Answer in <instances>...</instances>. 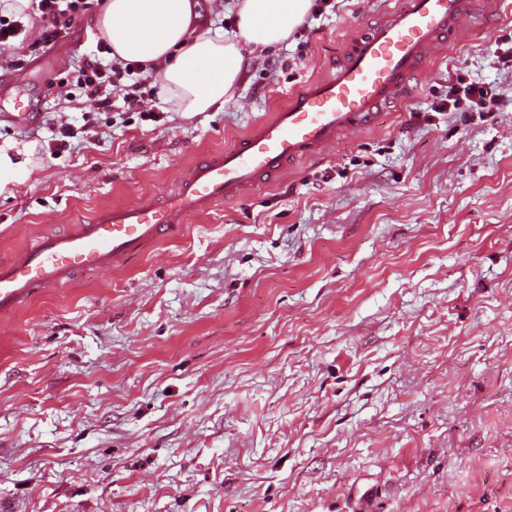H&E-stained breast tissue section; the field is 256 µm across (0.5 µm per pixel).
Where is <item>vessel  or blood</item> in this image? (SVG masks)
I'll return each mask as SVG.
<instances>
[{
    "label": "vessel or blood",
    "instance_id": "vessel-or-blood-1",
    "mask_svg": "<svg viewBox=\"0 0 512 512\" xmlns=\"http://www.w3.org/2000/svg\"><path fill=\"white\" fill-rule=\"evenodd\" d=\"M471 0H400L370 30L349 39L287 103L224 151L208 154L156 201L99 210L62 233H44L0 261V313L90 269H114L184 231L195 212L242 199L290 167L369 128L380 110L402 101L437 52L471 23ZM20 126L36 121L27 96L0 101Z\"/></svg>",
    "mask_w": 512,
    "mask_h": 512
}]
</instances>
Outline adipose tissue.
<instances>
[{
	"label": "adipose tissue",
	"instance_id": "1",
	"mask_svg": "<svg viewBox=\"0 0 512 512\" xmlns=\"http://www.w3.org/2000/svg\"><path fill=\"white\" fill-rule=\"evenodd\" d=\"M237 32L196 33L192 0H107L98 23L113 57L159 63L162 96L181 112H207L233 97L242 45L265 50L306 19L310 0H236Z\"/></svg>",
	"mask_w": 512,
	"mask_h": 512
}]
</instances>
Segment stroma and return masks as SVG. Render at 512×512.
Listing matches in <instances>:
<instances>
[{"label":"stroma","instance_id":"stroma-1","mask_svg":"<svg viewBox=\"0 0 512 512\" xmlns=\"http://www.w3.org/2000/svg\"><path fill=\"white\" fill-rule=\"evenodd\" d=\"M396 4L330 0L194 113L82 97L85 56L111 61L100 5L51 46L6 11L0 98L35 91L40 118H0L31 160L0 190V259L167 192ZM511 47L502 0L374 126L0 315V512H512ZM459 82L500 110L436 111Z\"/></svg>","mask_w":512,"mask_h":512}]
</instances>
